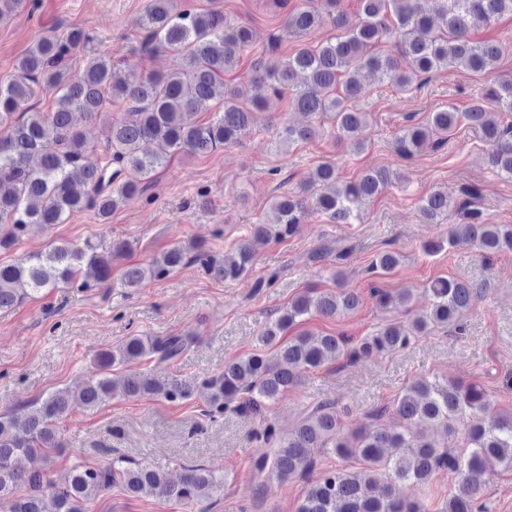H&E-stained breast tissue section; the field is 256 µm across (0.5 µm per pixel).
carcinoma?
Instances as JSON below:
<instances>
[{
    "label": "carcinoma",
    "instance_id": "carcinoma-1",
    "mask_svg": "<svg viewBox=\"0 0 512 512\" xmlns=\"http://www.w3.org/2000/svg\"><path fill=\"white\" fill-rule=\"evenodd\" d=\"M505 14L512 15V0H358L353 21L340 0H303L287 14L289 37L304 38L327 23L344 34L304 44L279 64L254 71L253 80L265 84L270 96L248 104L237 99L221 75L237 68L240 53L252 42L251 29L230 24L220 14L187 8L182 0H150L141 19L144 49L179 58V65L168 72L146 74L128 58L115 61L95 55L72 77L68 62L77 50L88 48L91 35L73 28L43 36L17 61L14 72L0 80V249L14 246L31 224H62L86 208L95 209L100 222H107L119 205L145 195L152 177L176 154L201 155L237 144L254 111L286 90L293 92L294 108L319 123L283 125L272 141L275 151L315 139L328 120L336 139L360 152L371 115L348 102L361 91V73L408 91L421 77L442 69L490 72L502 46L495 40H478L472 31L491 26ZM43 87L58 92L53 112H40L31 104ZM107 99L125 103V114L108 127L105 161L89 165L84 163L87 147L75 113L93 119ZM201 112L213 113L212 119L199 122ZM494 112L512 115V74L497 78L462 112L452 107L418 122L407 120L393 137L394 152L410 160L424 145L447 141L448 134L463 125L480 133L489 146L491 166L511 179L512 121L501 124L491 118ZM397 179L386 168H370L359 179L341 183L336 163L324 161L309 184L274 197L276 222L255 224L252 240L294 235L310 207L336 224H355L368 202ZM451 207L447 194L434 191L421 199L419 211L424 223L437 224ZM456 210L463 222L448 226L447 239L424 244L426 253L459 247L483 254L512 250V225L491 223L468 200L459 202ZM129 250L127 242L105 249L90 240L81 245L57 240L43 252L0 264V310L57 288H89L87 281H78L86 267L95 271L97 283H109L114 260ZM252 260L251 240L222 258L198 245L174 246L146 267H123L116 287L131 293L148 279L197 261L213 278L236 281L247 274ZM400 263L398 251L385 250L365 272L387 275ZM335 278L337 291L296 297L261 332L259 344L276 348V359L255 352L226 363L222 374L206 382L209 417L227 410L264 408L328 362L383 355L435 327L457 328L476 294L466 281L439 277L426 288L432 300L429 310L409 327L385 325L354 346L332 335L281 341L284 330L313 312L333 317L359 308L361 294L344 283L341 270ZM191 343L190 336H129L114 348L99 350L93 359L94 374L80 385L58 389L31 407L0 417V504L7 505V512H87L90 501L117 483L142 497L179 503L207 500L224 478L201 466L186 467L177 482L146 466H128L120 457L105 466L74 467L58 482L45 471L16 466L21 456L48 458L62 447L58 420L74 408H96L117 397L152 396L168 402L191 398L196 385L185 379L142 371H131L118 381L108 377L117 363L151 358L159 365L170 364ZM395 412L414 430L383 427L386 409L376 408L364 426L347 431L336 403L319 401L286 432L273 425L263 428L260 437L270 450L254 462V469L281 481L310 478L298 512H427L421 495L430 479L446 470L456 484L438 512H479L487 490L485 476L498 469L512 470V413H492L488 394L479 384L426 377L404 388ZM434 426L450 437L464 427L463 451L448 453L426 433ZM325 451L342 460L355 459L360 466L317 474L316 454Z\"/></svg>",
    "mask_w": 512,
    "mask_h": 512
}]
</instances>
